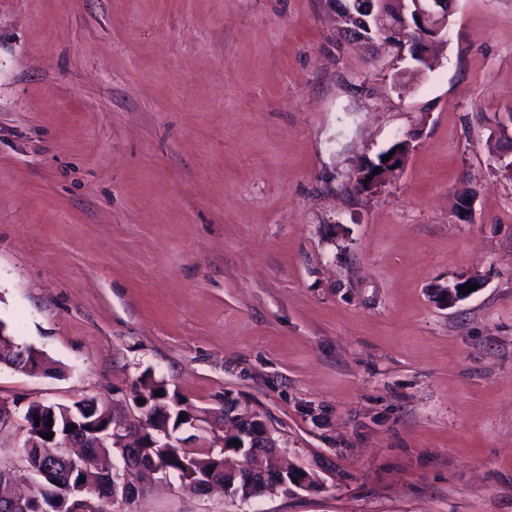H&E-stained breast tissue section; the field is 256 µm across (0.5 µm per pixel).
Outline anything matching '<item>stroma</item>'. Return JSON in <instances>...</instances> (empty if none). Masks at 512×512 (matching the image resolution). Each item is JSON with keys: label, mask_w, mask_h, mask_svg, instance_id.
I'll use <instances>...</instances> for the list:
<instances>
[{"label": "stroma", "mask_w": 512, "mask_h": 512, "mask_svg": "<svg viewBox=\"0 0 512 512\" xmlns=\"http://www.w3.org/2000/svg\"><path fill=\"white\" fill-rule=\"evenodd\" d=\"M437 56L324 0H0V321L63 369L0 398L129 407L149 370L319 480L108 512H512V0H455ZM461 284L456 285H444V286H437L436 288L432 289V299L434 302L443 308H451L454 307L456 304H458L460 301L468 298L472 294L478 292L480 288L483 287V279L478 274H471L468 275L462 279H460ZM464 282V283H463ZM467 283H470L471 286H473L475 283L479 284V288H477L475 291L469 292L467 294H463L459 292V287H462L464 285H467Z\"/></svg>", "instance_id": "1"}]
</instances>
